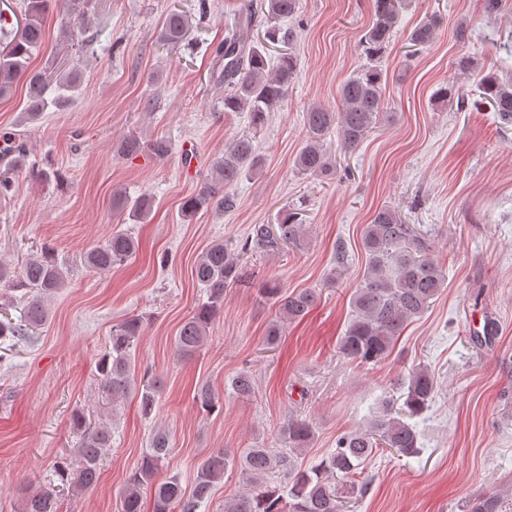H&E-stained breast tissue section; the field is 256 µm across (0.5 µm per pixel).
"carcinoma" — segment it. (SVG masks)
<instances>
[{"mask_svg": "<svg viewBox=\"0 0 512 512\" xmlns=\"http://www.w3.org/2000/svg\"><path fill=\"white\" fill-rule=\"evenodd\" d=\"M406 5L407 0H373V21L360 39L365 63L341 84V109L334 112L313 105L305 112V145L295 159L299 173L313 178L331 173L333 163L327 152L331 134H336L345 148L354 150L377 128L385 108L381 62ZM49 6L50 0H25L21 27L13 33L3 30L0 97L9 95L16 82H23L26 101L22 122L25 124L40 120L52 108L57 111L67 108L80 88V78L74 71L55 77L29 66L32 56L43 46L45 13ZM298 8L299 0H245L234 24L227 28L224 40L213 48L214 56L224 63L221 71L224 111L247 113L255 129L263 127L268 114L284 101L296 76L297 57L291 51L281 53L275 69H270L266 42L293 40V32L282 30L276 21L294 17ZM260 17L267 24L263 42L253 40V30ZM438 27L439 20L434 16L419 22L409 36L406 57L411 58L430 45ZM190 29L189 15L170 11L162 22L159 40L177 49L186 42ZM456 67L461 78L475 80L480 98L495 112L496 120L505 126L512 125V79L480 69L478 61L469 54L460 56ZM435 98L440 103L455 100L461 107L468 102V95L455 86L440 87ZM117 150L124 156L147 153L163 158L171 152L172 144L163 138L143 141L128 136L119 142ZM261 166L262 159L252 137L242 135L225 143L224 153L213 160L210 173L200 178L194 192L184 199L181 219L187 221L209 209L233 210L237 198L232 187L242 178L257 174ZM112 205L118 215L126 213L128 219L138 222L148 219L153 208L147 194L135 199L116 194ZM303 233L304 225L290 215L279 224L252 225L245 240L234 249L222 241L212 242L192 269V278L203 289L206 301L181 326L175 340L177 356L190 358L203 345L212 323L224 310V296L247 278L245 255L256 250L271 254L297 248ZM361 241L365 270L349 298L351 318L339 337L338 352L360 364L378 365L389 359L408 323L431 308L447 274L432 255L430 235L406 223L391 206L375 211L362 228ZM138 248L134 237L117 230L87 250L82 261L106 273L129 262ZM347 260L344 243H337V269L328 274L329 285H335L342 277L341 267ZM65 282L64 268L47 248L16 268L1 261L0 287L11 292L10 298L23 303V315L18 322L7 316L0 319V346L46 324L48 311L44 300L63 288ZM258 293L261 298L279 304L280 317L266 329L268 345L278 341L288 322L304 318L319 296L315 289L284 294L272 279L263 282ZM143 321V316L134 315L112 326L111 347L97 361L96 370L106 398L116 401L133 391L139 398L142 413L148 416L157 403L160 379L155 376L135 379L132 355L143 335ZM400 387L403 393L399 398L380 399L369 426L339 436L336 448L319 463L311 467L298 463V455L312 443L314 431L309 419L292 416L279 429L283 448H248L237 458L219 448L198 465L189 494L177 475L158 480L168 455L169 439L166 434L157 433L149 450L125 480L120 512H142V496L147 492L153 500V512H199L230 467L239 471L243 491L224 502V512H346L351 500L364 496L366 482L356 477L379 449L393 448L405 457L420 452L419 432L410 420L429 408L435 391L434 375L427 367L416 366ZM231 388L239 398H250L255 388L252 373L237 374ZM195 402L203 412L211 413L218 408V401L207 385L197 389ZM70 429L76 438V448L69 461L54 467L58 484L26 496L23 512H57L58 488L79 493L96 485L102 458L110 447V432L104 423L80 408L70 414ZM506 497L512 498L511 490L480 494L468 499L463 510L503 512Z\"/></svg>", "mask_w": 512, "mask_h": 512, "instance_id": "carcinoma-1", "label": "carcinoma"}]
</instances>
